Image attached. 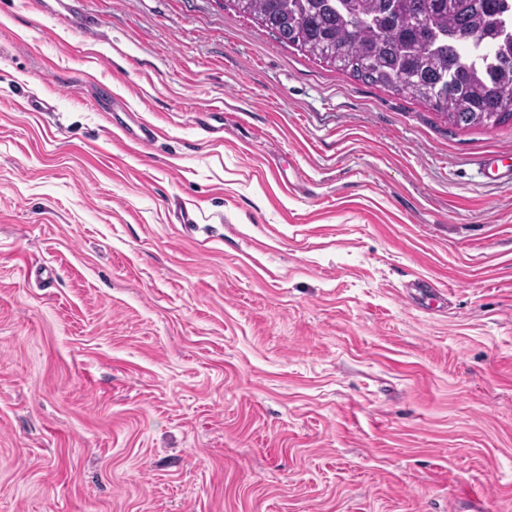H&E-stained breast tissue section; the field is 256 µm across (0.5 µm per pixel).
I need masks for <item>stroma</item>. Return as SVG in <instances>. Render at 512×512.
Listing matches in <instances>:
<instances>
[{
  "label": "stroma",
  "mask_w": 512,
  "mask_h": 512,
  "mask_svg": "<svg viewBox=\"0 0 512 512\" xmlns=\"http://www.w3.org/2000/svg\"><path fill=\"white\" fill-rule=\"evenodd\" d=\"M36 2L0 0V512H512V123L218 0ZM41 11L60 18L71 29L85 25V16L79 9V0H39Z\"/></svg>",
  "instance_id": "35a3bbf8"
}]
</instances>
